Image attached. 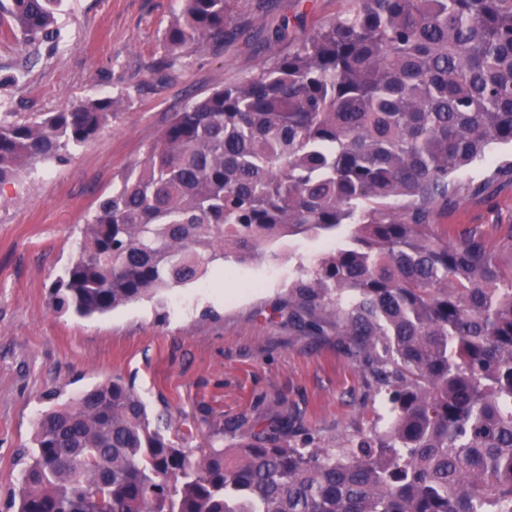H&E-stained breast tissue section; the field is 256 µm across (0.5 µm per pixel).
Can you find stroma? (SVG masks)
<instances>
[{
	"label": "stroma",
	"instance_id": "35a3bbf8",
	"mask_svg": "<svg viewBox=\"0 0 512 512\" xmlns=\"http://www.w3.org/2000/svg\"><path fill=\"white\" fill-rule=\"evenodd\" d=\"M241 34L221 53L201 49L159 80L152 70L177 0H62L59 40L38 55L0 38V115L32 119L89 98L115 111L85 146L39 162L0 186V512L32 448L49 391L69 398L112 376L134 384L150 417L188 448H227L242 426L289 418L288 437L338 448L384 428V398L347 356L336 326L312 335L288 318V289L345 235H298L260 258L209 265L199 281L93 318L56 312L49 287L76 252L79 228L101 194L143 159L170 115L213 88L276 59L346 0H228ZM294 23L275 38L283 17ZM457 239L480 230L492 243L512 230V184L468 197L441 219Z\"/></svg>",
	"mask_w": 512,
	"mask_h": 512
}]
</instances>
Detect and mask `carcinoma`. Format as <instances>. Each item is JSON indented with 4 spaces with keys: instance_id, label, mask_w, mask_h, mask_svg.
Segmentation results:
<instances>
[{
    "instance_id": "cac0c4a2",
    "label": "carcinoma",
    "mask_w": 512,
    "mask_h": 512,
    "mask_svg": "<svg viewBox=\"0 0 512 512\" xmlns=\"http://www.w3.org/2000/svg\"><path fill=\"white\" fill-rule=\"evenodd\" d=\"M61 0H0L38 49ZM226 0H180L153 63L224 48ZM117 99L0 120V184L94 139ZM512 0H347L287 55L172 115L98 198L50 306L92 316L199 280L228 251L334 234L291 285V315L332 319L388 395L391 420L348 447L300 448L288 418L231 448L152 426L117 377L52 406L17 512H512V233L448 239L460 200L512 182ZM493 166L476 184L458 175Z\"/></svg>"
}]
</instances>
